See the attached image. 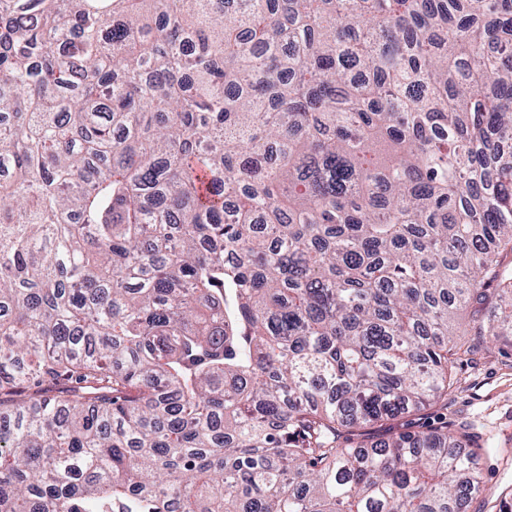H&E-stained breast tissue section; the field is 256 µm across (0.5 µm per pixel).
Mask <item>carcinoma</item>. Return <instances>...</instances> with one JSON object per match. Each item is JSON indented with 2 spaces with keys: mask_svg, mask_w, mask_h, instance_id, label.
Here are the masks:
<instances>
[{
  "mask_svg": "<svg viewBox=\"0 0 512 512\" xmlns=\"http://www.w3.org/2000/svg\"><path fill=\"white\" fill-rule=\"evenodd\" d=\"M508 142L512 0H0V512H466Z\"/></svg>",
  "mask_w": 512,
  "mask_h": 512,
  "instance_id": "obj_1",
  "label": "carcinoma"
}]
</instances>
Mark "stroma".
<instances>
[{
    "instance_id": "obj_1",
    "label": "stroma",
    "mask_w": 512,
    "mask_h": 512,
    "mask_svg": "<svg viewBox=\"0 0 512 512\" xmlns=\"http://www.w3.org/2000/svg\"><path fill=\"white\" fill-rule=\"evenodd\" d=\"M449 429L472 424L476 442L494 443L478 463L482 497L467 512H485V500L512 486V343L499 340L481 350L459 355L452 369L445 412Z\"/></svg>"
}]
</instances>
